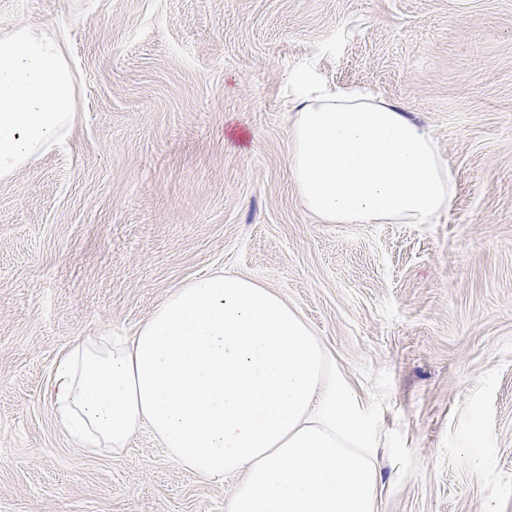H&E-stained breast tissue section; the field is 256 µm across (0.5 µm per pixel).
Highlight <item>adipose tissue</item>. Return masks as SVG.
I'll list each match as a JSON object with an SVG mask.
<instances>
[{
    "instance_id": "adipose-tissue-1",
    "label": "adipose tissue",
    "mask_w": 512,
    "mask_h": 512,
    "mask_svg": "<svg viewBox=\"0 0 512 512\" xmlns=\"http://www.w3.org/2000/svg\"><path fill=\"white\" fill-rule=\"evenodd\" d=\"M288 113L291 173L331 224H428L455 180L396 102L302 78ZM75 73L62 39L0 34V181L70 132ZM47 393L61 430L121 453L150 429L184 469L235 477L226 512H377L376 439L303 316L270 288L216 272L171 291L124 338L72 345Z\"/></svg>"
}]
</instances>
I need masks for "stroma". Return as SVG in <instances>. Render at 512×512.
<instances>
[{
    "label": "stroma",
    "mask_w": 512,
    "mask_h": 512,
    "mask_svg": "<svg viewBox=\"0 0 512 512\" xmlns=\"http://www.w3.org/2000/svg\"><path fill=\"white\" fill-rule=\"evenodd\" d=\"M77 69L71 133L0 182V512H225L233 478L58 427L65 348L217 270L276 290L374 434L378 512H512V0H0ZM302 70L399 102L455 175L430 224H329L290 169ZM493 467L459 458L472 418Z\"/></svg>",
    "instance_id": "35a3bbf8"
}]
</instances>
